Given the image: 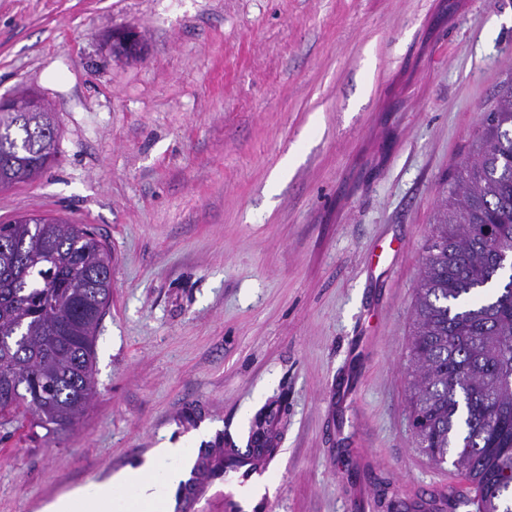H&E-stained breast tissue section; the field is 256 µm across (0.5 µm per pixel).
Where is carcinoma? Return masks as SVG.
Segmentation results:
<instances>
[{"label": "carcinoma", "mask_w": 512, "mask_h": 512, "mask_svg": "<svg viewBox=\"0 0 512 512\" xmlns=\"http://www.w3.org/2000/svg\"><path fill=\"white\" fill-rule=\"evenodd\" d=\"M0 131V188L49 169L55 152ZM483 148L448 190L415 288L409 404L418 447L470 485L458 502L512 512V80L487 115ZM0 417L17 410L49 434L68 430L94 396L95 340L112 296V254L85 224L51 215L0 225ZM274 405L245 450L219 440L224 462L257 468L277 447Z\"/></svg>", "instance_id": "1"}]
</instances>
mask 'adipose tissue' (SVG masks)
Segmentation results:
<instances>
[{"instance_id": "1", "label": "adipose tissue", "mask_w": 512, "mask_h": 512, "mask_svg": "<svg viewBox=\"0 0 512 512\" xmlns=\"http://www.w3.org/2000/svg\"><path fill=\"white\" fill-rule=\"evenodd\" d=\"M193 449L166 443L146 461L42 504L40 512H173Z\"/></svg>"}]
</instances>
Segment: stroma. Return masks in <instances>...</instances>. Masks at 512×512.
I'll return each instance as SVG.
<instances>
[{"mask_svg": "<svg viewBox=\"0 0 512 512\" xmlns=\"http://www.w3.org/2000/svg\"><path fill=\"white\" fill-rule=\"evenodd\" d=\"M141 32L137 58L110 35ZM512 78V0H0V98L36 90L57 160L0 189L112 252L95 395L0 427V512L142 462L245 447L284 412L273 512H414V289L439 204ZM297 158L289 169L287 151ZM216 472L175 512H226Z\"/></svg>", "mask_w": 512, "mask_h": 512, "instance_id": "obj_1", "label": "stroma"}]
</instances>
